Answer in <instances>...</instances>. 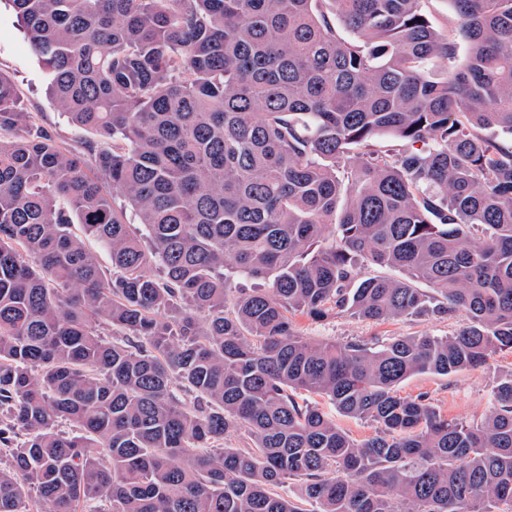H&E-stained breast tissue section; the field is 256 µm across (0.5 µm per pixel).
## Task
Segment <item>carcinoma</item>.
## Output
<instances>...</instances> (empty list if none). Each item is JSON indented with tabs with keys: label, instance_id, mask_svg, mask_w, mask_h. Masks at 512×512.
Wrapping results in <instances>:
<instances>
[{
	"label": "carcinoma",
	"instance_id": "carcinoma-1",
	"mask_svg": "<svg viewBox=\"0 0 512 512\" xmlns=\"http://www.w3.org/2000/svg\"><path fill=\"white\" fill-rule=\"evenodd\" d=\"M9 2L97 140L0 73V512H512V375L475 424L397 392L512 353V0H449L461 66L422 0ZM465 320L463 312H458L450 319L400 317L385 322L363 320L348 314L331 316L321 322H315L302 314H296L293 318L296 330L313 343L325 340L385 339L420 333L448 336L463 325ZM301 399H306L309 402L315 403L320 405L325 411L330 412L333 416L336 415V421L342 425L347 431H349L350 435L357 439L362 440L365 438L370 437L374 434V428L366 423L359 420L344 418L335 413V410L329 405L327 400L315 396V395H309V394H301L299 395Z\"/></svg>",
	"mask_w": 512,
	"mask_h": 512
}]
</instances>
